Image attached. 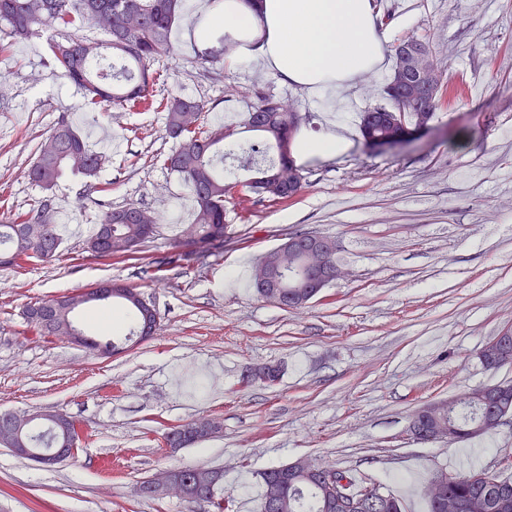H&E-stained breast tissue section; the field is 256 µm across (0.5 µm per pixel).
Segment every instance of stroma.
Here are the masks:
<instances>
[{"mask_svg": "<svg viewBox=\"0 0 512 512\" xmlns=\"http://www.w3.org/2000/svg\"><path fill=\"white\" fill-rule=\"evenodd\" d=\"M380 3L402 22L396 39L428 42L463 82L460 95L440 99L429 134L384 152L364 145L359 123L384 105L390 72L364 76L346 111H329L275 76L198 61L186 28L201 0H187L173 53L152 65L155 99L203 101L206 126L236 130L228 152L261 142L244 127L260 93L297 103L302 134L337 130L349 143L301 162L303 187L288 199L258 194L250 171L225 164L234 188L224 245L189 247L176 264L177 228L194 209L164 164L174 146L164 113L86 109L46 49L64 30L13 44L0 33V222L46 205L75 227L52 261L0 268V413L61 412L83 431L77 459L49 468L0 446V512H209L135 493L161 470L196 466L223 472L220 493L256 512L261 472L297 458L354 470L407 512H425V482L458 473L466 450L482 468L512 455V417L467 442L423 443L407 431L423 403L512 381V364L490 370L478 356L512 325V0ZM63 118L103 164L98 179L68 174L46 190L28 169ZM129 203L154 213L153 238L130 260L92 257L86 241L100 217ZM295 232L335 240L345 274L286 309L259 299L251 276ZM108 280L153 306L155 336L105 356L29 332L30 305ZM262 366L279 369L278 383L244 385ZM203 418L220 420L219 433L163 450L169 427Z\"/></svg>", "mask_w": 512, "mask_h": 512, "instance_id": "stroma-1", "label": "stroma"}]
</instances>
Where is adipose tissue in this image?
I'll return each instance as SVG.
<instances>
[{"label":"adipose tissue","instance_id":"adipose-tissue-1","mask_svg":"<svg viewBox=\"0 0 512 512\" xmlns=\"http://www.w3.org/2000/svg\"><path fill=\"white\" fill-rule=\"evenodd\" d=\"M209 18L196 41H238L228 67H262L331 102L377 70L389 40L372 0H213Z\"/></svg>","mask_w":512,"mask_h":512}]
</instances>
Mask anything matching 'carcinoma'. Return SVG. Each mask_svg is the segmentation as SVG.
<instances>
[{
    "instance_id": "carcinoma-1",
    "label": "carcinoma",
    "mask_w": 512,
    "mask_h": 512,
    "mask_svg": "<svg viewBox=\"0 0 512 512\" xmlns=\"http://www.w3.org/2000/svg\"><path fill=\"white\" fill-rule=\"evenodd\" d=\"M105 6L115 23L128 15H135V24L129 30L130 40L137 52L129 53L114 45L112 40L92 41L79 36L61 41H50L49 49L56 65L83 91L85 104L96 109L104 103H116L131 110L156 108L166 112L165 133L178 135L173 152L187 158L192 170L171 166L185 180L195 202L194 223L189 225L193 238L189 243L218 248L224 243V201L232 184L217 171L218 165L230 156L243 168L255 173L251 188L272 199H285L302 189L301 170L288 159V146L299 128L296 110L274 94H260L250 106L246 126L265 137L263 146L252 148L250 155H226L220 150L224 140L234 135L229 127L208 128L201 122L205 104L197 99L173 95L155 102L152 86L158 80L151 72L156 58L173 51L170 30L186 7V0H0V24L15 40L38 36L51 26L78 29L85 22L96 21L99 7ZM81 42L79 53L73 45ZM389 109L394 111L393 125H378L369 121L371 112L363 113L360 134L390 138L398 133L412 136L423 125L422 117L432 121L436 108L422 113L417 108L399 110L390 94ZM101 168V156L91 151L86 142L66 119H61L40 147L30 167V178L37 185L54 187L69 169L87 178H95ZM137 206L128 204L104 213L102 224L112 225V244H103L105 257H126V243L148 240L143 227L136 223ZM61 245L53 222L41 213L17 212L7 224H0V267L21 268L37 254H48L52 260ZM135 311V325L123 337H109L92 341L89 347L103 354L119 350L120 343L135 336H143V302L140 294L130 288L116 295ZM51 301L37 302L29 309L47 310L44 318H26L30 331L43 339L67 335L72 313L48 308ZM492 403L471 398L464 404L438 402L428 419V426L447 431L450 442H459L488 434L485 418L491 413ZM33 448H50L59 436L48 427L26 433ZM345 490L355 496H369L367 512H402L401 502L391 494H384L375 486L357 482L354 475L340 471ZM473 473L448 476V481L437 489L427 486V512H512V492L492 482H474ZM267 492L260 497L259 512H324L325 492L307 473L299 475L294 486L285 490L274 506L266 505Z\"/></svg>"
}]
</instances>
